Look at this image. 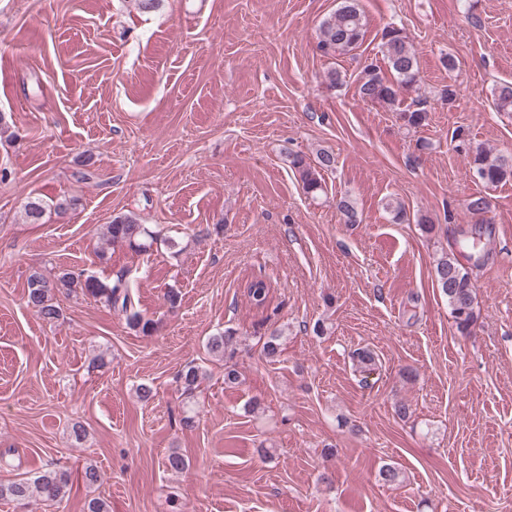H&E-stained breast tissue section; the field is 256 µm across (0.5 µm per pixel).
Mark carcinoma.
I'll return each instance as SVG.
<instances>
[{
  "instance_id": "cac0c4a2",
  "label": "carcinoma",
  "mask_w": 512,
  "mask_h": 512,
  "mask_svg": "<svg viewBox=\"0 0 512 512\" xmlns=\"http://www.w3.org/2000/svg\"><path fill=\"white\" fill-rule=\"evenodd\" d=\"M365 33L364 15L357 0H341L336 11L325 17L319 25L318 50L325 56L336 57L354 49L362 41ZM380 52L385 67L370 63L364 66L359 80L358 93L362 100L378 102L399 114L403 125L415 131L426 125L427 105L423 102L415 106L401 107L400 96L419 80V62L402 29L394 26L383 30ZM493 104L499 112H512V83L506 82L495 87L492 92ZM336 160L328 152H322L316 163L307 162L302 156H292L290 164L296 171L303 190L310 196L323 191L322 173L334 168ZM470 168L478 182L496 186L512 179V155H492L480 146L470 152ZM76 205V199H59L48 204L40 198L30 199L24 205L26 219L36 224L46 211L58 215L66 214ZM490 204L488 198L473 194L466 202V210L476 224H488ZM159 234L149 230L130 215H119L107 225L108 242L124 244L138 252H147L157 243ZM434 278L439 291L447 298L450 315L456 328L464 333L476 321L475 287L469 273L463 269L454 251L440 257L434 267ZM270 286L262 279H254L247 285V295L254 308L263 312ZM83 295L103 303L124 316L128 327L142 336H152L157 331V323L146 317L137 308L128 273L118 272L112 279H101L93 274L75 272L60 267L53 275L40 269L33 270L26 282V304L42 321L48 324L58 322L62 310L57 296ZM236 333L227 328L224 333L213 336L208 341V349L217 356L234 351ZM202 373L198 366L190 362L179 373L182 395L190 399L199 387ZM71 481L68 471L48 468L38 475L22 477L7 483H0V499L30 502L43 505H56L69 497Z\"/></svg>"
}]
</instances>
